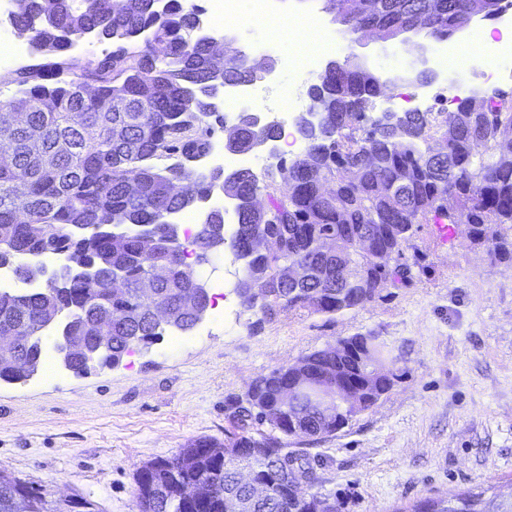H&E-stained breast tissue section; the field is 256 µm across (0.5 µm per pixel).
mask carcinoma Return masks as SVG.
Returning a JSON list of instances; mask_svg holds the SVG:
<instances>
[{"mask_svg":"<svg viewBox=\"0 0 512 512\" xmlns=\"http://www.w3.org/2000/svg\"><path fill=\"white\" fill-rule=\"evenodd\" d=\"M500 2L358 0L361 14L344 20L343 32L394 33L428 22L435 39L446 40L472 12L494 16ZM203 15L181 0H26L12 17L15 36L49 61L19 64L13 96L0 99V141L13 144L0 154V267L21 280L48 265L60 268L44 293H0V330L20 337L13 351L21 357L0 367V380L27 378L41 363L39 323L50 309L74 314L65 358L75 373L90 362L116 366L132 346L159 340L167 328L154 319L155 304L190 331L196 307L209 305L207 296L193 301L197 267L226 250L253 284L238 290L242 306L266 322L284 309L334 314L361 307L403 274L398 265L359 254L350 237L340 258L315 249L316 239L342 237L348 228L378 232L381 246L399 257L414 225L454 231L464 224L490 256L512 261V248L494 230L512 224V149H502L512 144V101L475 91L454 111L402 112L355 138L346 127L370 110L380 80L340 62L309 88L325 111L323 124L294 118L312 159L305 153L282 159L262 177L250 169L203 172L197 159L217 128L234 154L277 137L275 124L258 125L249 112L226 129L224 84L258 76L233 52L223 69L212 66ZM90 35L116 48L80 67L69 51ZM79 83L91 86L93 96L80 95ZM448 134V154L429 155L430 141ZM215 194L236 202L238 227L226 234L224 208H211L188 253L172 216ZM257 230L280 240L282 256L305 269L303 280L278 279L279 257L250 248ZM301 362L316 372L355 376L365 367L357 354L334 348ZM288 372L281 367L256 378L252 399L231 405L234 431L224 441L198 438L174 457L140 467V512H229L243 499L248 512H344L340 497L284 491L302 478L313 486L319 476L310 454L287 447L282 437L310 442L336 433L306 397L281 406ZM244 468L273 483V493L254 497L239 480ZM195 482L208 486L205 496L181 503L178 486ZM19 488L28 493V512H95L88 499H55L45 488L2 475L0 512H13ZM492 489L480 484L439 497L440 512L450 502L454 512H512Z\"/></svg>","mask_w":512,"mask_h":512,"instance_id":"1","label":"carcinoma"}]
</instances>
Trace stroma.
Segmentation results:
<instances>
[{
  "mask_svg": "<svg viewBox=\"0 0 512 512\" xmlns=\"http://www.w3.org/2000/svg\"><path fill=\"white\" fill-rule=\"evenodd\" d=\"M439 43L410 37L352 41L340 34L332 60L353 54L386 79L420 93L416 109L446 108L445 77L419 84L421 57ZM404 281L340 314L283 311L255 326L234 288L230 253L199 271L224 297L187 333L58 382L44 373L0 381V471L101 512H138L136 472L192 440L223 439L230 405L259 375L350 336H375L399 377L378 403L336 434L311 443L322 478L348 512L400 505L482 483L512 493V262L498 261L465 232L441 240L413 228Z\"/></svg>",
  "mask_w": 512,
  "mask_h": 512,
  "instance_id": "obj_1",
  "label": "stroma"
}]
</instances>
